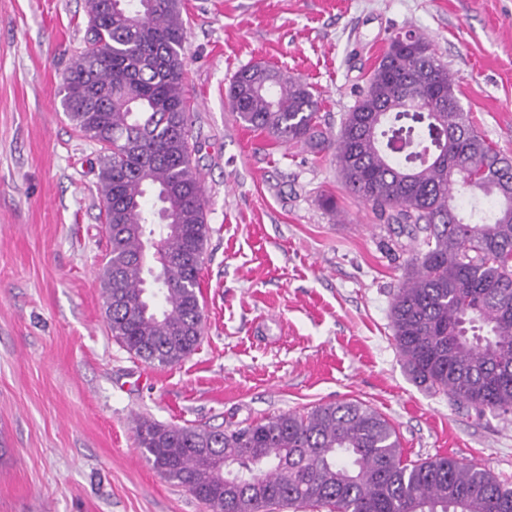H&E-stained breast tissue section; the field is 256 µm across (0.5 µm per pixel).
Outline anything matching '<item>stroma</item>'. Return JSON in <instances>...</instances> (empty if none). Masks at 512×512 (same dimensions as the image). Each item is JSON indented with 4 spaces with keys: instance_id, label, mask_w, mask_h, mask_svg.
<instances>
[{
    "instance_id": "1",
    "label": "stroma",
    "mask_w": 512,
    "mask_h": 512,
    "mask_svg": "<svg viewBox=\"0 0 512 512\" xmlns=\"http://www.w3.org/2000/svg\"><path fill=\"white\" fill-rule=\"evenodd\" d=\"M89 10L0 0V512H210L146 460L135 417L232 429L336 401L383 414L404 459L447 455L512 479V422L403 366L389 311L407 236L346 190L332 153L251 130L227 96L262 62L308 83L338 129L391 36L410 31L512 158V0H185L209 235L200 345L162 368L108 330L98 146L57 95Z\"/></svg>"
}]
</instances>
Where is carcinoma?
Returning <instances> with one entry per match:
<instances>
[{
  "label": "carcinoma",
  "instance_id": "obj_1",
  "mask_svg": "<svg viewBox=\"0 0 512 512\" xmlns=\"http://www.w3.org/2000/svg\"><path fill=\"white\" fill-rule=\"evenodd\" d=\"M89 4L95 51L75 58L58 94L75 130L99 145L106 322L129 354L170 366L201 341L209 234L186 116L185 4ZM228 97L242 122L277 142L334 149L348 192L417 243L390 307L412 380L479 414L512 415V160L464 111L431 43L391 37L334 137L309 85L272 66L240 69ZM408 117L426 128L405 129L397 160L391 140ZM461 188L489 211L457 202ZM136 435L154 468L219 512H512V481L448 456L404 460L395 427L361 402L230 431L141 417Z\"/></svg>",
  "mask_w": 512,
  "mask_h": 512
}]
</instances>
